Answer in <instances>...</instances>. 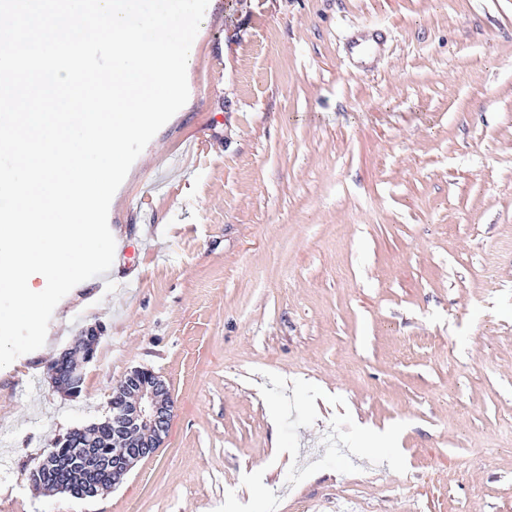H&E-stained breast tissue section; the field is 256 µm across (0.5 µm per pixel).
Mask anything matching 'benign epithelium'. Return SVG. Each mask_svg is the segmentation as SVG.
<instances>
[{
  "label": "benign epithelium",
  "instance_id": "obj_1",
  "mask_svg": "<svg viewBox=\"0 0 512 512\" xmlns=\"http://www.w3.org/2000/svg\"><path fill=\"white\" fill-rule=\"evenodd\" d=\"M84 336L77 337L62 355L71 361L67 379L73 397L80 395L83 366L95 355L94 346L83 345ZM118 392L131 394L122 399L121 406L112 413L106 426L112 428V458L119 460L117 470L129 471L133 463L149 458L160 447L170 424L173 400L166 383L159 377H149L135 368L119 382Z\"/></svg>",
  "mask_w": 512,
  "mask_h": 512
}]
</instances>
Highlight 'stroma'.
<instances>
[{"label": "stroma", "mask_w": 512, "mask_h": 512, "mask_svg": "<svg viewBox=\"0 0 512 512\" xmlns=\"http://www.w3.org/2000/svg\"><path fill=\"white\" fill-rule=\"evenodd\" d=\"M187 82L110 204L132 256L0 369V512H512V0H215ZM135 367L156 454L35 489ZM94 329L98 331V327L91 326L82 331L81 336H78L74 342L66 348L61 354L71 361V368L67 379V387L71 394L70 397H78L82 391L83 366L91 362L95 355L94 345L82 346L84 334L86 331Z\"/></svg>", "instance_id": "stroma-1"}]
</instances>
